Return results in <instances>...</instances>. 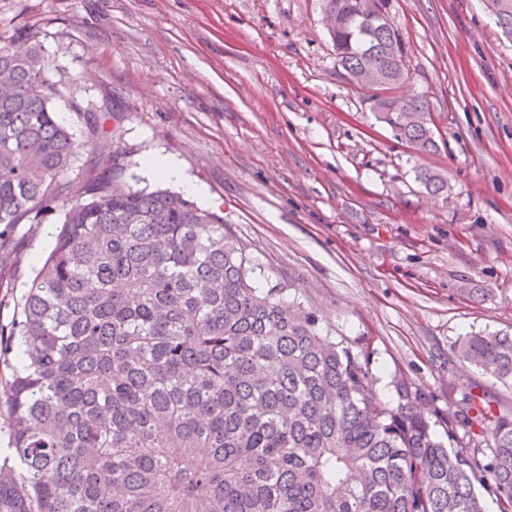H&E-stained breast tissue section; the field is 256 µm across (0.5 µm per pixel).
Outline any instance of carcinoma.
Here are the masks:
<instances>
[{
	"label": "carcinoma",
	"mask_w": 512,
	"mask_h": 512,
	"mask_svg": "<svg viewBox=\"0 0 512 512\" xmlns=\"http://www.w3.org/2000/svg\"><path fill=\"white\" fill-rule=\"evenodd\" d=\"M389 0H325L339 75L369 64L370 110L420 152L436 147L426 102L390 93L408 47ZM38 42L0 45V264L13 227L68 188L76 133L56 118ZM83 114L85 145L111 135ZM89 171L55 245L0 336L19 363L0 396V512H512V411L462 394L441 419L404 377L377 390L369 344L260 288L224 218L168 189L134 191ZM430 194L447 186L426 168ZM460 361L512 387V333L458 337Z\"/></svg>",
	"instance_id": "1"
}]
</instances>
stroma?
Wrapping results in <instances>:
<instances>
[{"mask_svg": "<svg viewBox=\"0 0 512 512\" xmlns=\"http://www.w3.org/2000/svg\"><path fill=\"white\" fill-rule=\"evenodd\" d=\"M410 46L402 94L427 102L437 148L375 121L339 76L324 0H0V43L35 34L67 100L105 107L112 138L79 147L69 181L124 154L134 190L199 184L252 257L260 287L295 284L337 334L374 351L381 397L401 375L423 407L462 393L512 408V388L453 355L458 336L512 331V37L481 0H391ZM443 174L427 194L417 168ZM63 203L16 225L0 325L51 252Z\"/></svg>", "mask_w": 512, "mask_h": 512, "instance_id": "stroma-1", "label": "stroma"}]
</instances>
